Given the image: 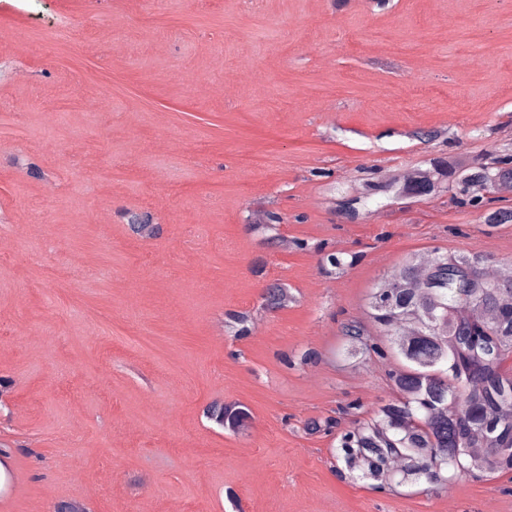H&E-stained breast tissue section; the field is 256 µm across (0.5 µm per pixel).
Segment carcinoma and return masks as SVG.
<instances>
[{"mask_svg":"<svg viewBox=\"0 0 512 512\" xmlns=\"http://www.w3.org/2000/svg\"><path fill=\"white\" fill-rule=\"evenodd\" d=\"M512 181V157L487 151L467 167L437 164L397 186L372 182L341 202L345 214H362L365 199L382 193L406 197L446 192L461 204L484 207L469 195L475 184L492 192ZM488 224H511L512 207L488 209ZM491 262L475 253L434 254L426 272L408 261L383 277L368 299V313L388 347L368 340L357 324L344 326L350 359L392 354L405 364L388 373L399 398L344 433L337 457L379 481L384 490L424 481L445 489L453 472L477 479L512 473V278L485 276ZM206 418L237 431L251 419L236 403L214 402ZM482 448L475 456L471 449ZM403 460L401 469L393 459Z\"/></svg>","mask_w":512,"mask_h":512,"instance_id":"carcinoma-1","label":"carcinoma"}]
</instances>
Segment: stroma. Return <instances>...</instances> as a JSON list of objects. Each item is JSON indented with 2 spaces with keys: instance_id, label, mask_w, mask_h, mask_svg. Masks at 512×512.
I'll list each match as a JSON object with an SVG mask.
<instances>
[{
  "instance_id": "stroma-1",
  "label": "stroma",
  "mask_w": 512,
  "mask_h": 512,
  "mask_svg": "<svg viewBox=\"0 0 512 512\" xmlns=\"http://www.w3.org/2000/svg\"><path fill=\"white\" fill-rule=\"evenodd\" d=\"M0 60V512H512L505 476L380 492L335 456L396 396L339 355L379 280L512 266V224L447 193L340 208L512 149V0H0ZM204 414L206 418L219 427L230 431H237L244 427L246 420L251 419L249 410L236 403L213 402L206 407ZM224 418V425L220 422Z\"/></svg>"
}]
</instances>
